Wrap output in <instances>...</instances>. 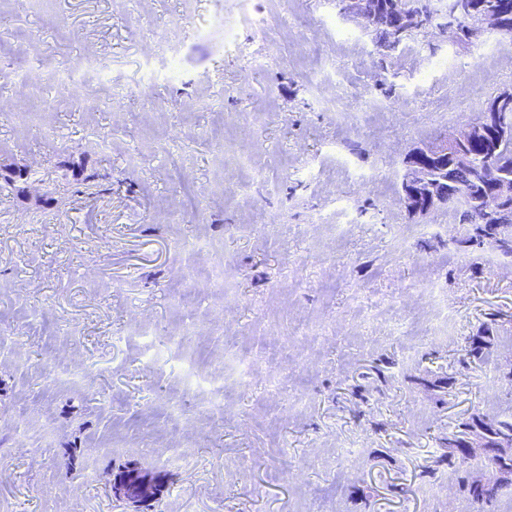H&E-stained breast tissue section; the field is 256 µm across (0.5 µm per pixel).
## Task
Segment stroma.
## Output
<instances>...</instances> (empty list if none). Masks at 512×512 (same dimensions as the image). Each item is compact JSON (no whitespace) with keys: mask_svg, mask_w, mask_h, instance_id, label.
Returning <instances> with one entry per match:
<instances>
[{"mask_svg":"<svg viewBox=\"0 0 512 512\" xmlns=\"http://www.w3.org/2000/svg\"><path fill=\"white\" fill-rule=\"evenodd\" d=\"M1 19L0 512H480L448 438L512 413V256L404 211L399 174L512 88V41L429 27L382 69L337 0ZM77 64L96 99L8 78ZM126 490L130 497L142 502L148 503L152 500L154 491L151 480L147 476L129 474Z\"/></svg>","mask_w":512,"mask_h":512,"instance_id":"obj_1","label":"stroma"}]
</instances>
